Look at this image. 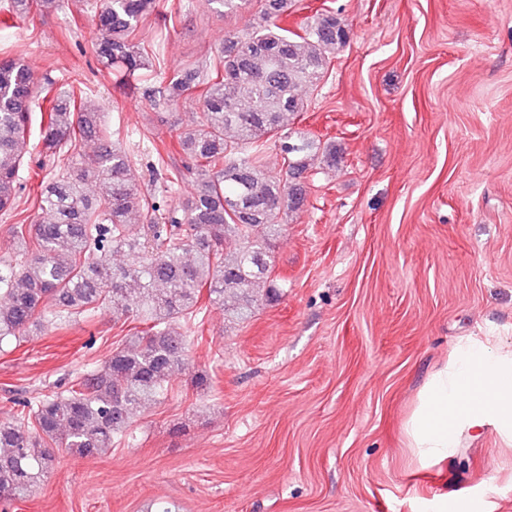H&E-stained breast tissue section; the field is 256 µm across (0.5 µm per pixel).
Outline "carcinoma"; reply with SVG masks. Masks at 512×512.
I'll return each instance as SVG.
<instances>
[{
  "mask_svg": "<svg viewBox=\"0 0 512 512\" xmlns=\"http://www.w3.org/2000/svg\"><path fill=\"white\" fill-rule=\"evenodd\" d=\"M208 2L219 15L247 4ZM260 3L245 30L225 36L209 71L182 67L156 89L147 84L155 52L133 41L156 0H102L99 60L139 82L151 101L198 99L199 120L179 134L194 186L183 201L172 195L183 173L170 170L171 196L145 202L128 154L111 144L101 113L85 107L74 83L39 82L26 61L0 59V211L13 209L25 190L18 171L33 105L41 112L39 168L55 163L64 149L80 155L68 171L39 183L43 219L13 226L19 259L0 263V344L22 339L46 318L66 324L108 311L139 322L104 364L0 419V499L31 492L61 452L90 457L112 448L137 413L159 400L186 368L182 322L205 313L202 297L239 322L265 300L256 286L272 272L283 217L305 206L318 155L336 164V148L294 128L307 109L299 89L325 76L347 30L336 13L320 8L293 31L281 20L296 0ZM61 7L62 0H7L5 10L21 19L34 9ZM273 138L283 156L278 171L263 162ZM94 139L97 150L84 155L85 142ZM94 183L100 191L89 189ZM116 253L128 258L125 266L110 265Z\"/></svg>",
  "mask_w": 512,
  "mask_h": 512,
  "instance_id": "carcinoma-1",
  "label": "carcinoma"
}]
</instances>
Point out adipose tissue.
Wrapping results in <instances>:
<instances>
[{
	"instance_id": "adipose-tissue-1",
	"label": "adipose tissue",
	"mask_w": 512,
	"mask_h": 512,
	"mask_svg": "<svg viewBox=\"0 0 512 512\" xmlns=\"http://www.w3.org/2000/svg\"><path fill=\"white\" fill-rule=\"evenodd\" d=\"M489 423L512 441V352L475 343L457 347L431 375L404 431L418 456L439 462Z\"/></svg>"
}]
</instances>
